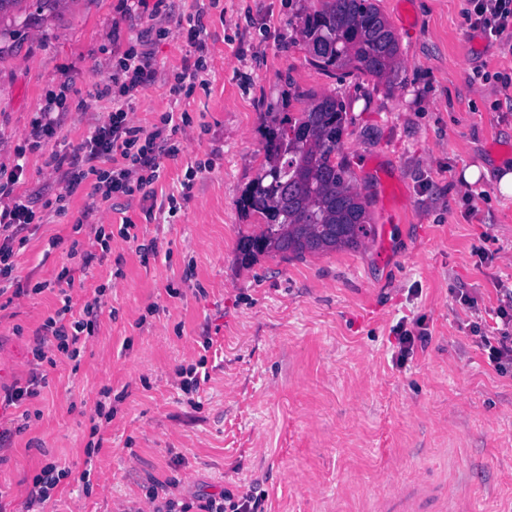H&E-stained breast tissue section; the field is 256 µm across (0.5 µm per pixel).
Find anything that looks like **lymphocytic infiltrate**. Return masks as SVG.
Instances as JSON below:
<instances>
[{"label":"lymphocytic infiltrate","instance_id":"obj_1","mask_svg":"<svg viewBox=\"0 0 512 512\" xmlns=\"http://www.w3.org/2000/svg\"><path fill=\"white\" fill-rule=\"evenodd\" d=\"M466 2L470 20L486 33L497 36L512 28V0ZM179 33L188 52L170 87L175 95L189 93L208 68L205 29L200 18L187 17L185 24L180 25ZM156 78L157 69L149 49L133 47L125 50L111 86L101 91L102 96L112 100V110L106 120L91 126L78 144L52 153L46 163L52 181L69 187L85 182L91 185L74 226L76 237L67 247V256L75 260L76 266L62 268L58 281L73 284L74 271H86L93 262L111 254L113 237L131 240L129 225L112 229L103 221L104 212L115 198H151L152 186L160 175L164 160L177 158L180 153L175 136L189 126L186 115L167 112L159 123L147 128L136 122L127 110L129 102ZM62 100L59 94L48 99L25 138L24 149L17 151L15 163L0 166V295L10 294L16 301L50 287L46 281L30 288L16 283L13 243L29 225L43 223L46 209L59 212L66 209V195H57L55 200L45 201L38 207L19 191L27 153L41 149L57 133ZM105 292V286H98L93 299L84 304L77 319L71 316V296H64L62 306L34 333V360L48 361L53 352L76 359L87 339L95 334ZM495 316L498 325L490 327L481 336L480 344L488 350L490 361L502 368L512 364V315L499 309ZM147 500L146 512H264L265 497L250 489L236 495L223 492L194 501L173 493L161 495L153 491Z\"/></svg>","mask_w":512,"mask_h":512}]
</instances>
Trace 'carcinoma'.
Returning <instances> with one entry per match:
<instances>
[{"label":"carcinoma","mask_w":512,"mask_h":512,"mask_svg":"<svg viewBox=\"0 0 512 512\" xmlns=\"http://www.w3.org/2000/svg\"><path fill=\"white\" fill-rule=\"evenodd\" d=\"M302 33L313 64L328 73L380 80L398 64V41L373 0H317ZM295 103L300 108L292 113ZM281 108L267 113L264 160L243 199L264 220L245 250L303 257L359 247L374 227L341 155L343 104L331 94L294 90Z\"/></svg>","instance_id":"1"}]
</instances>
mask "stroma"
<instances>
[{"label":"stroma","mask_w":512,"mask_h":512,"mask_svg":"<svg viewBox=\"0 0 512 512\" xmlns=\"http://www.w3.org/2000/svg\"><path fill=\"white\" fill-rule=\"evenodd\" d=\"M375 2L400 48L389 79L312 65L301 21L315 0H220L204 10L207 81L186 99L169 91L187 50L177 21L199 0H23L0 18V165L47 95H65L20 193L62 192L45 162L106 118L112 103L97 92L130 46L148 42L158 70L129 104L134 119L184 110L191 121L153 201L119 198L104 216L130 219L137 242L114 239L75 276L76 305L109 291L78 361L44 365L26 430L0 449L7 512H26L25 489L50 460L68 475L45 512H134L149 486L173 481L184 497L253 485L266 512H371L394 481L429 483L470 512H512V367L497 370L478 344L499 289H512V198L462 180L512 162V32L476 30L465 0ZM294 87L341 100L342 154L375 234L356 250L248 259L240 245L261 219L240 198L263 161L265 115ZM89 190L28 231L20 279H56L67 258L47 243L72 237ZM57 306L50 291L18 305L0 296V395L27 380L33 334ZM403 318L428 339L400 366L391 329ZM195 364L207 380L190 398L178 371ZM100 402L112 419L95 418ZM287 471L303 486L284 485Z\"/></svg>","instance_id":"obj_1"}]
</instances>
